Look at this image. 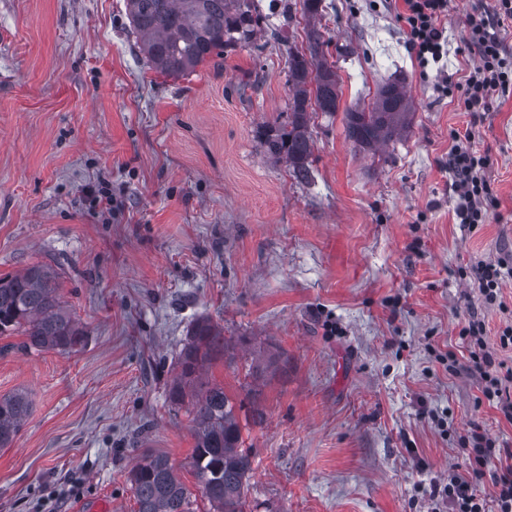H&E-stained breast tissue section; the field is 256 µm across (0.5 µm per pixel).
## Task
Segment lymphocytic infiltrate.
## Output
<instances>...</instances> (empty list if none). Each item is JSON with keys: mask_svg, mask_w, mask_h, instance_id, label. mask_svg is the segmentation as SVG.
Returning a JSON list of instances; mask_svg holds the SVG:
<instances>
[{"mask_svg": "<svg viewBox=\"0 0 512 512\" xmlns=\"http://www.w3.org/2000/svg\"><path fill=\"white\" fill-rule=\"evenodd\" d=\"M450 0H403L402 17L406 25V45L421 64L440 62L448 39L440 25L447 16ZM512 19V0H495L493 6L468 13L465 41L474 48L479 63L470 71L465 85L464 106L471 119L465 131L454 132V145L448 152V172L457 193L456 218L471 229L486 223L498 205L490 182L484 175L485 157L473 150L475 128L483 119L492 97L512 93V55L506 53L497 37L505 20ZM490 305H502L501 284L512 274V255L496 261H472L463 271ZM469 351V371L475 376L484 397L512 421V366L497 360L487 344V325L477 316L466 319L459 331ZM469 447V477L453 476L448 482H435L428 497L433 505L451 506L452 512H512V467L494 471L492 494L480 485L490 460L496 455L492 440L472 426L464 437Z\"/></svg>", "mask_w": 512, "mask_h": 512, "instance_id": "1", "label": "lymphocytic infiltrate"}]
</instances>
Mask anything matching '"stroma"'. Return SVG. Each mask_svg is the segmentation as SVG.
<instances>
[{"instance_id": "35a3bbf8", "label": "stroma", "mask_w": 512, "mask_h": 512, "mask_svg": "<svg viewBox=\"0 0 512 512\" xmlns=\"http://www.w3.org/2000/svg\"><path fill=\"white\" fill-rule=\"evenodd\" d=\"M489 2L452 0L448 56L424 68L399 2L322 0L311 20L302 0H247L251 41L176 78L140 53L125 0H0V275L51 267L88 336L73 353L0 336V395L30 401L0 448V512L102 495L135 512L129 474L147 452L194 485L189 408L168 389L203 318L233 353L204 381L261 392L264 422L243 431L251 512H429L425 484L468 473L472 425L512 448L458 336L473 313L492 343L512 325V278L504 314L461 274L512 252V95L476 128L499 206L468 231L446 162L470 117L440 89L477 65L463 20ZM313 28L340 109L312 115L305 183L263 138L288 124V53L308 54ZM387 82L411 97L412 124L367 151L344 111Z\"/></svg>"}]
</instances>
